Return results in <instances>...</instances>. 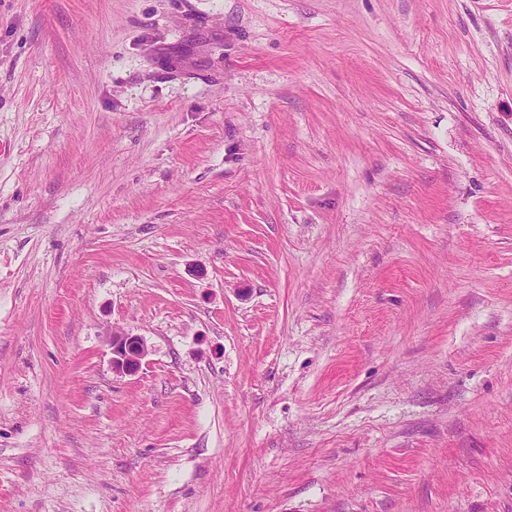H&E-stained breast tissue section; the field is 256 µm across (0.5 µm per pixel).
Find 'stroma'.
<instances>
[{"instance_id":"35a3bbf8","label":"stroma","mask_w":512,"mask_h":512,"mask_svg":"<svg viewBox=\"0 0 512 512\" xmlns=\"http://www.w3.org/2000/svg\"><path fill=\"white\" fill-rule=\"evenodd\" d=\"M0 512H512V0H0ZM110 346L112 370L121 375L136 374L141 368L142 361L149 354L147 344L142 337L119 331H112Z\"/></svg>"}]
</instances>
